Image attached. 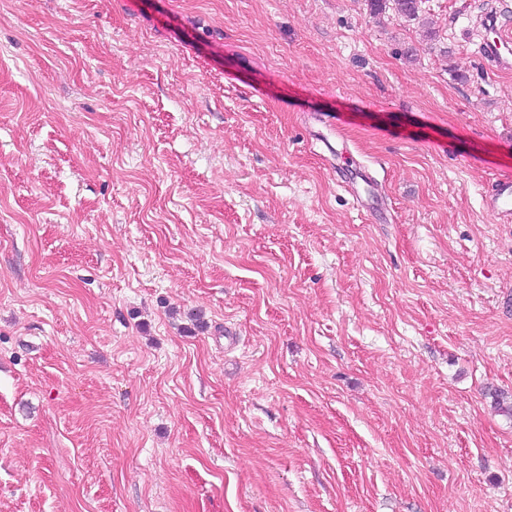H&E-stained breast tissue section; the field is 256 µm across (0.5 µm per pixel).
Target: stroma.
Instances as JSON below:
<instances>
[{"mask_svg": "<svg viewBox=\"0 0 512 512\" xmlns=\"http://www.w3.org/2000/svg\"><path fill=\"white\" fill-rule=\"evenodd\" d=\"M491 15L0 0V512H512Z\"/></svg>", "mask_w": 512, "mask_h": 512, "instance_id": "obj_1", "label": "stroma"}]
</instances>
